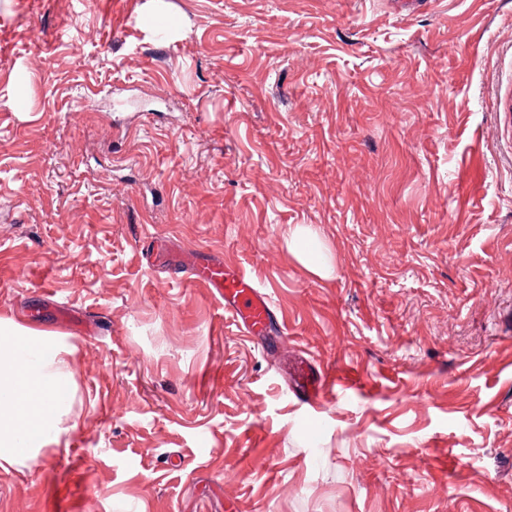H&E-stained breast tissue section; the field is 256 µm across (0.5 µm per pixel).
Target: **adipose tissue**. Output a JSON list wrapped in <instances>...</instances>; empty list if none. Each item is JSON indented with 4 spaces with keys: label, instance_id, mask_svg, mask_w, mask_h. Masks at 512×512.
<instances>
[{
    "label": "adipose tissue",
    "instance_id": "ef3b65f1",
    "mask_svg": "<svg viewBox=\"0 0 512 512\" xmlns=\"http://www.w3.org/2000/svg\"><path fill=\"white\" fill-rule=\"evenodd\" d=\"M67 349L52 336L0 319V467L59 445L75 392Z\"/></svg>",
    "mask_w": 512,
    "mask_h": 512
}]
</instances>
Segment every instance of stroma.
Listing matches in <instances>:
<instances>
[{
	"label": "stroma",
	"mask_w": 512,
	"mask_h": 512,
	"mask_svg": "<svg viewBox=\"0 0 512 512\" xmlns=\"http://www.w3.org/2000/svg\"><path fill=\"white\" fill-rule=\"evenodd\" d=\"M1 318L76 389L0 512H512V0H0ZM289 242L296 255L314 273L325 276L327 262L315 236L307 229L296 226L289 229ZM180 273L202 282L232 316L246 336H263L270 327L274 309L270 296L239 268L224 263L202 264L194 251L184 253ZM287 374L294 396L310 406L327 398H335L336 387L348 390L356 389L359 385L350 370H324L315 366L307 357L299 359L289 369L287 367Z\"/></svg>",
	"instance_id": "35a3bbf8"
}]
</instances>
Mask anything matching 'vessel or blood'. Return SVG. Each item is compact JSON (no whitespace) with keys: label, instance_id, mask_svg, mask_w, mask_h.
<instances>
[{"label":"vessel or blood","instance_id":"obj_1","mask_svg":"<svg viewBox=\"0 0 512 512\" xmlns=\"http://www.w3.org/2000/svg\"><path fill=\"white\" fill-rule=\"evenodd\" d=\"M180 270L202 282L223 301L239 331L256 337L264 335L274 317L270 296L239 268L224 263L202 264L195 252H185ZM294 396L308 405L335 398L337 390L354 389L358 381L351 371H328L315 366L311 359L301 358L288 369Z\"/></svg>","mask_w":512,"mask_h":512}]
</instances>
